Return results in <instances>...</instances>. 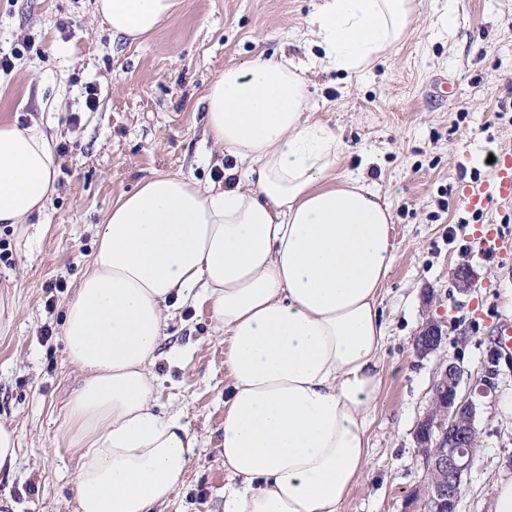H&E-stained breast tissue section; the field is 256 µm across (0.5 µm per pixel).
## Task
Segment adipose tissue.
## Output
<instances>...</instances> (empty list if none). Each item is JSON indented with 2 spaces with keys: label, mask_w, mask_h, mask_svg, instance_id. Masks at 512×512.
<instances>
[{
  "label": "adipose tissue",
  "mask_w": 512,
  "mask_h": 512,
  "mask_svg": "<svg viewBox=\"0 0 512 512\" xmlns=\"http://www.w3.org/2000/svg\"><path fill=\"white\" fill-rule=\"evenodd\" d=\"M179 0H97L134 42ZM413 0H323L306 32L324 68L369 70L405 38ZM307 67L257 58L208 89L206 122L236 165L223 185L158 175L121 196L66 305L82 384L65 433L77 512H151L200 444L182 412L155 410L152 367L174 302H208L224 334V512H340L365 469L383 379L381 304L395 261L391 206L336 181V131L311 120ZM56 145L0 123V224H28L56 192Z\"/></svg>",
  "instance_id": "1"
}]
</instances>
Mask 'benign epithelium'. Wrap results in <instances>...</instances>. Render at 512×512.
I'll list each match as a JSON object with an SVG mask.
<instances>
[{
  "mask_svg": "<svg viewBox=\"0 0 512 512\" xmlns=\"http://www.w3.org/2000/svg\"><path fill=\"white\" fill-rule=\"evenodd\" d=\"M477 279V272L469 265L455 270L457 288L463 292ZM446 336L440 322L427 321L414 338L416 354L424 357L437 351ZM463 376L464 370L455 361L442 364L433 384L430 409L415 430L427 471L438 473V478L427 485L428 512H457L463 476L473 463L476 404L461 394Z\"/></svg>",
  "mask_w": 512,
  "mask_h": 512,
  "instance_id": "1",
  "label": "benign epithelium"
}]
</instances>
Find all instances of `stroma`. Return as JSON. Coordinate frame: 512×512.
I'll list each match as a JSON object with an SVG mask.
<instances>
[{"label": "stroma", "instance_id": "stroma-1", "mask_svg": "<svg viewBox=\"0 0 512 512\" xmlns=\"http://www.w3.org/2000/svg\"><path fill=\"white\" fill-rule=\"evenodd\" d=\"M322 0H180L177 13L136 42L113 39L96 0H0V122L39 124L59 155L57 191L30 218L33 251L0 224V423L20 436L14 475L0 480V512H76L77 455L60 437L81 375L65 355V306L91 261L96 233L122 195L144 180L219 181L224 150L208 136L204 97L225 69L257 56L307 60V22ZM401 44L359 76L311 68L313 120L341 135L337 177L364 173L393 212L395 263L382 303L385 370L369 412V455L341 512H426L427 469L414 442L443 360L460 362L462 392L478 405L477 449L459 512H493L512 480V358L492 360L497 323L512 321V256L471 249L476 224L512 236V205L474 214L465 185L491 169L484 149L512 156V0H413ZM96 85V110L85 88ZM479 280L462 292L457 265ZM430 319L448 337L417 357ZM153 371L162 414L182 411L201 440L184 484L152 512H224V392L228 369L211 308L191 303L168 320Z\"/></svg>", "mask_w": 512, "mask_h": 512}]
</instances>
